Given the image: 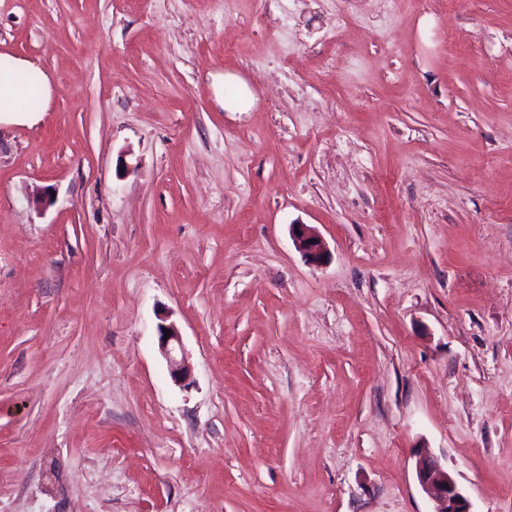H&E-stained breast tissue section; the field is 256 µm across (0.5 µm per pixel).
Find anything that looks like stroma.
<instances>
[{"instance_id": "35a3bbf8", "label": "stroma", "mask_w": 512, "mask_h": 512, "mask_svg": "<svg viewBox=\"0 0 512 512\" xmlns=\"http://www.w3.org/2000/svg\"><path fill=\"white\" fill-rule=\"evenodd\" d=\"M1 55L51 93L0 116V512H431L419 449L512 512V0H0ZM291 235L295 246L311 265H321L325 259L327 248L321 236L306 224H295L291 227ZM315 240V243H311ZM166 321L167 319H164L162 324L158 326L159 346L169 364L171 377L175 382L180 384L184 383L185 385L192 375L191 366L182 352L181 334L177 326L173 322L166 323ZM164 329L170 330L168 337H165ZM176 345L181 350L180 359H177L176 356L173 355V352L176 350ZM186 385H189V383Z\"/></svg>"}]
</instances>
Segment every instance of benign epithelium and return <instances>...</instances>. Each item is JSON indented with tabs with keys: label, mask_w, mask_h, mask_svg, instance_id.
Segmentation results:
<instances>
[{
	"label": "benign epithelium",
	"mask_w": 512,
	"mask_h": 512,
	"mask_svg": "<svg viewBox=\"0 0 512 512\" xmlns=\"http://www.w3.org/2000/svg\"><path fill=\"white\" fill-rule=\"evenodd\" d=\"M291 235L295 246L303 254L306 261L318 266L323 263L327 248L321 236L306 224L291 225ZM170 333H164V330ZM159 346L165 356L171 377L177 383L190 380L191 366L186 356L176 357L173 352L181 345V334L177 326L162 323L158 326ZM416 480L428 499L433 504V512H472V503L466 493L448 470V466L438 458L421 454L415 465Z\"/></svg>",
	"instance_id": "obj_1"
}]
</instances>
